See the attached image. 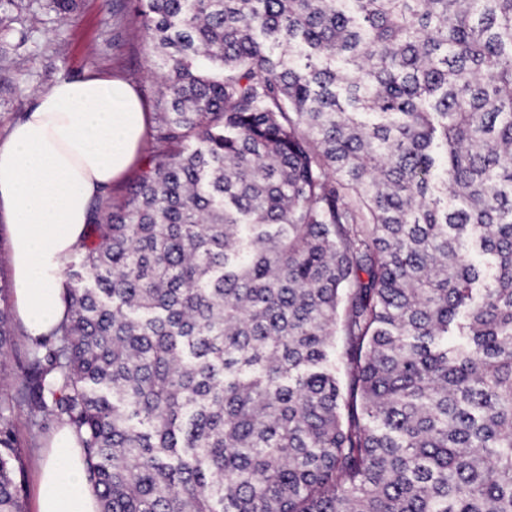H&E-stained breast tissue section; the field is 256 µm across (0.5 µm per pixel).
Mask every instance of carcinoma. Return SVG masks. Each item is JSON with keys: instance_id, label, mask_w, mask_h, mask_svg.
I'll list each match as a JSON object with an SVG mask.
<instances>
[{"instance_id": "obj_1", "label": "carcinoma", "mask_w": 512, "mask_h": 512, "mask_svg": "<svg viewBox=\"0 0 512 512\" xmlns=\"http://www.w3.org/2000/svg\"><path fill=\"white\" fill-rule=\"evenodd\" d=\"M135 19L145 167L93 204L25 384L100 512H512V0ZM24 478L0 416V512Z\"/></svg>"}]
</instances>
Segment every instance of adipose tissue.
<instances>
[{"label":"adipose tissue","instance_id":"ef3b65f1","mask_svg":"<svg viewBox=\"0 0 512 512\" xmlns=\"http://www.w3.org/2000/svg\"><path fill=\"white\" fill-rule=\"evenodd\" d=\"M148 114L121 79H61L0 142V211L10 226L15 305L31 336L63 316L58 283L83 239L96 196L120 178L146 140ZM35 512H98L75 437L61 431L36 480Z\"/></svg>","mask_w":512,"mask_h":512}]
</instances>
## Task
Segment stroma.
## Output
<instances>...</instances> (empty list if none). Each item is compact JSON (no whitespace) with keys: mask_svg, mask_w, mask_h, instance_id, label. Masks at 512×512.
I'll list each match as a JSON object with an SVG mask.
<instances>
[{"mask_svg":"<svg viewBox=\"0 0 512 512\" xmlns=\"http://www.w3.org/2000/svg\"><path fill=\"white\" fill-rule=\"evenodd\" d=\"M135 0H81L79 10L60 18L50 8L27 16V43L16 48L12 33L0 34V139L33 103L36 92L62 78L109 73L130 83L148 114H155L163 90L147 32L134 23ZM14 347L0 369V413L11 423L26 463V488L59 430L33 413L20 392L34 344L19 317H12Z\"/></svg>","mask_w":512,"mask_h":512,"instance_id":"stroma-1","label":"stroma"}]
</instances>
